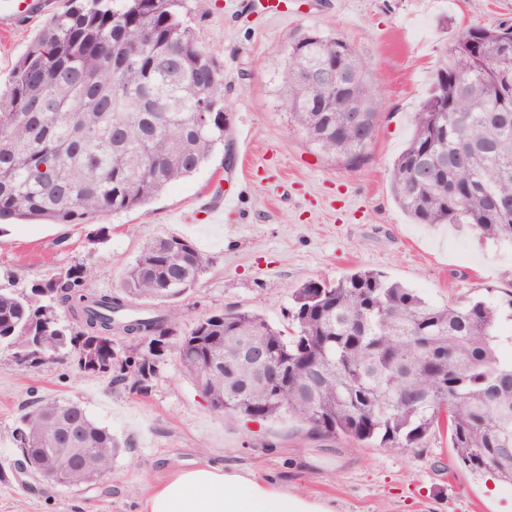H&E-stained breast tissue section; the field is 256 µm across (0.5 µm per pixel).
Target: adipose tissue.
I'll return each mask as SVG.
<instances>
[{
	"mask_svg": "<svg viewBox=\"0 0 512 512\" xmlns=\"http://www.w3.org/2000/svg\"><path fill=\"white\" fill-rule=\"evenodd\" d=\"M142 512H331L321 502L235 467L201 465L150 487Z\"/></svg>",
	"mask_w": 512,
	"mask_h": 512,
	"instance_id": "1",
	"label": "adipose tissue"
}]
</instances>
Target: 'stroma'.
Returning <instances> with one entry per match:
<instances>
[{
	"label": "stroma",
	"instance_id": "obj_1",
	"mask_svg": "<svg viewBox=\"0 0 512 512\" xmlns=\"http://www.w3.org/2000/svg\"><path fill=\"white\" fill-rule=\"evenodd\" d=\"M64 0H39L37 16L0 32V97L12 71ZM272 19L259 0H177V11L224 74L227 138L190 179L145 207L90 224L0 223V286L25 289L80 263L89 286L109 292L142 245L158 235L190 239L209 266L178 313V332L213 311L253 309L289 326L294 289L359 268L384 273L438 304L512 298V246L469 228L414 223L390 188L394 160L412 135L448 43L474 24H512V0H284ZM309 30L344 38L381 92L366 161L350 168L317 154L280 106L281 60L290 37ZM210 224L205 209L223 211ZM105 228V240L94 238ZM40 397L82 404L123 445L111 474L92 486L12 477L14 430ZM233 465L325 502L334 512H512V484L456 463L447 432L419 448H380L313 434L288 421L247 422L214 413L168 347L147 394L112 374L78 372L55 359L20 365L0 349V512H141L148 487L192 465Z\"/></svg>",
	"mask_w": 512,
	"mask_h": 512
}]
</instances>
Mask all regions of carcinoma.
I'll use <instances>...</instances> for the list:
<instances>
[{"label": "carcinoma", "mask_w": 512, "mask_h": 512, "mask_svg": "<svg viewBox=\"0 0 512 512\" xmlns=\"http://www.w3.org/2000/svg\"><path fill=\"white\" fill-rule=\"evenodd\" d=\"M177 0H67L19 58L0 98V220L84 224L146 206L193 176L225 145L223 72L175 11ZM480 32L479 51L467 46ZM512 24L467 27L449 44L394 162V199L417 224H466L512 245ZM280 106L306 141L349 166L365 160L378 89L338 36L288 41ZM357 112H338L336 70ZM206 116H200V113ZM209 260L190 241H147L113 292L88 288L75 264L24 292L0 288V347L19 364L40 352L86 372L84 347L137 394H146L177 335V306ZM511 312L504 313L502 306ZM437 305L372 269L309 282L292 295L285 335L250 310L204 315L178 342L181 369L213 411L249 420L292 419L325 437L418 448L448 427L459 463L512 483V299ZM72 323L62 325L58 308ZM128 338L116 358L112 334ZM243 344L288 363V392L238 362ZM20 464L85 483L108 473L120 443L78 402L44 399L15 429ZM69 457L74 468L61 471Z\"/></svg>", "instance_id": "cac0c4a2"}]
</instances>
